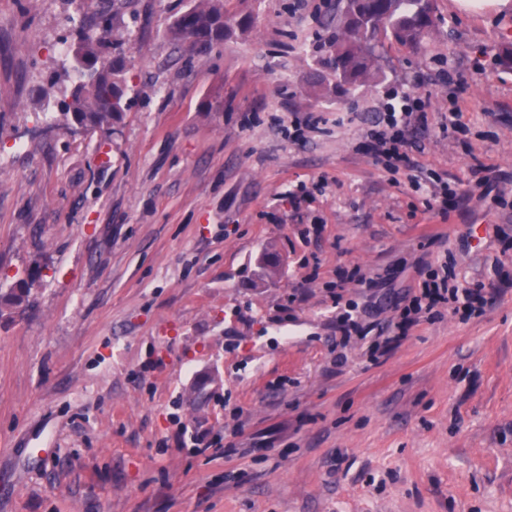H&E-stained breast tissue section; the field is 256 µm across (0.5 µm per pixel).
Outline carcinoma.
Returning <instances> with one entry per match:
<instances>
[{
    "label": "carcinoma",
    "mask_w": 512,
    "mask_h": 512,
    "mask_svg": "<svg viewBox=\"0 0 512 512\" xmlns=\"http://www.w3.org/2000/svg\"><path fill=\"white\" fill-rule=\"evenodd\" d=\"M434 25L430 0H336V11L324 15L322 27L332 30L324 43L325 54L318 60L311 84L335 88L354 86L379 75L381 49L396 43L416 49L425 33ZM96 37L79 39L74 59L100 62L101 68L86 72L64 103V119H77L86 127L103 129L119 121L125 102L124 71L121 58L104 59L105 51L117 41L112 19L98 14ZM229 27L224 22L222 0H199L180 14L169 29L170 37L193 54H202L224 40ZM28 291L21 285L6 294L0 293V316L22 307Z\"/></svg>",
    "instance_id": "1"
}]
</instances>
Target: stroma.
<instances>
[{
  "mask_svg": "<svg viewBox=\"0 0 512 512\" xmlns=\"http://www.w3.org/2000/svg\"><path fill=\"white\" fill-rule=\"evenodd\" d=\"M327 2L223 0L192 56L166 31L195 0H0V290L29 288L0 316V512H512V0H433L346 95L310 84ZM103 7L129 107L77 133L71 82L41 89ZM405 91L428 127L391 172L360 132ZM445 266L483 314L383 348Z\"/></svg>",
  "mask_w": 512,
  "mask_h": 512,
  "instance_id": "stroma-1",
  "label": "stroma"
}]
</instances>
